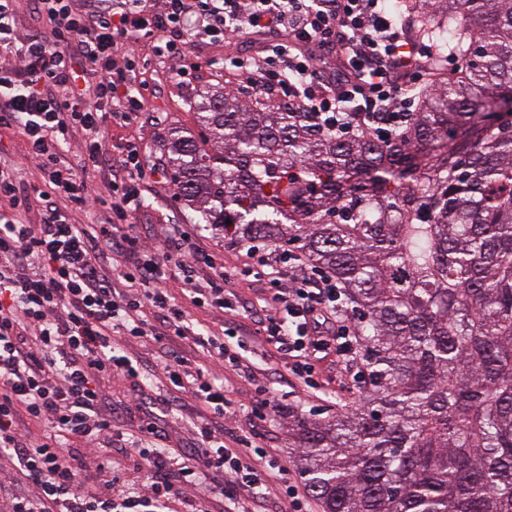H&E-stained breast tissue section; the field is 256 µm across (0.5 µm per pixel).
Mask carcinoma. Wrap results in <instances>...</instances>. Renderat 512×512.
<instances>
[{
	"instance_id": "cac0c4a2",
	"label": "carcinoma",
	"mask_w": 512,
	"mask_h": 512,
	"mask_svg": "<svg viewBox=\"0 0 512 512\" xmlns=\"http://www.w3.org/2000/svg\"><path fill=\"white\" fill-rule=\"evenodd\" d=\"M398 7L461 60L404 136L228 93L159 161L199 223L294 244L347 292L366 388L288 421L324 512H512V0Z\"/></svg>"
}]
</instances>
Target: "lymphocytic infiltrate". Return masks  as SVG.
<instances>
[{
  "label": "lymphocytic infiltrate",
  "mask_w": 512,
  "mask_h": 512,
  "mask_svg": "<svg viewBox=\"0 0 512 512\" xmlns=\"http://www.w3.org/2000/svg\"><path fill=\"white\" fill-rule=\"evenodd\" d=\"M15 2L0 0V126L24 138L39 186L29 195L18 164L0 162V460L14 467L0 485L5 512H211L216 501L223 512H267L271 500L303 512L298 485L283 481L287 462L258 446V432L225 427L233 412L224 372L254 379L257 348H270L289 378L317 389L318 363L356 359L343 288L299 251L248 250L254 277L272 289L261 320L247 325L243 301L227 287L231 271L195 243L200 225H162L152 245L137 234L148 199L136 143L127 142L96 193L82 172L97 167L108 121L142 110L132 81L141 45L176 63L184 79L194 69L191 43H224L225 69L287 99L289 111L339 134L389 139L404 133L415 105L409 88L421 83L432 47L411 39L388 0H36L35 35L20 33ZM242 42L256 53L238 54ZM78 133L76 166L62 152ZM35 196L44 207L32 224ZM104 204L108 219L95 221ZM76 208L89 223L74 222ZM115 253L123 266L109 264ZM205 266L213 273L203 284ZM173 277L180 291L168 288ZM194 308L222 313L220 330L194 323ZM144 337L185 340L188 352L144 361L127 347ZM105 373L162 387L167 406L198 402L192 448L168 447L156 421L147 444L113 424L102 413ZM33 422L51 435L33 437ZM116 449L142 461L138 491L122 479ZM87 458L91 491L78 481Z\"/></svg>",
  "instance_id": "f902f5d3"
}]
</instances>
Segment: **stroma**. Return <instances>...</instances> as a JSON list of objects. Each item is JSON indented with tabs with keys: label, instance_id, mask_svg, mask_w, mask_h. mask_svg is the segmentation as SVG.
<instances>
[{
	"label": "stroma",
	"instance_id": "obj_1",
	"mask_svg": "<svg viewBox=\"0 0 512 512\" xmlns=\"http://www.w3.org/2000/svg\"><path fill=\"white\" fill-rule=\"evenodd\" d=\"M142 54L147 59L144 69L137 71V80L147 82L152 90L144 100L142 113L137 121L129 126L111 125L105 128V140L102 145L100 166L87 170L84 174L85 185L94 191L100 185V179L106 174L114 158L120 154L126 141L139 144L142 151V164L146 173L143 188L151 201L143 209L137 220L142 235H149L154 224H191L195 217L179 196L169 176L156 164L158 146L174 135L195 136L200 132L197 122V106L202 96L235 84L233 75L224 73L216 63L224 56V45L214 43H192L189 60L197 69L192 80L176 79L168 61L153 56L150 48H143ZM198 245L212 255L215 264L226 268H243L246 261L247 241L230 240L223 235L204 232L198 238ZM260 366L262 373L257 383H249L239 378L233 371H226V389L237 412L231 425L243 430L255 429L261 436L262 446L269 448L277 457L290 460L293 477H300L301 470L295 465L297 441L292 437L287 426L273 422L254 421L249 409L261 400V387H269L278 400L288 406L302 405V415L313 419H332L340 412L343 405L351 401L359 391L358 382L353 378V370L361 369V362H354L352 371H340L331 367L329 362H322V375L319 379L321 391L318 395H302L300 386L283 380L284 365L274 353H267ZM105 406L112 411L113 424L124 428L132 434H140L142 428L150 422V412L156 401L154 391H146L140 402H132L127 386L110 380H103Z\"/></svg>",
	"mask_w": 512,
	"mask_h": 512
}]
</instances>
